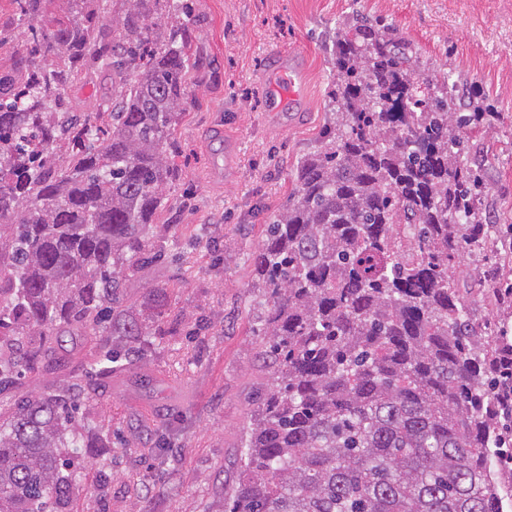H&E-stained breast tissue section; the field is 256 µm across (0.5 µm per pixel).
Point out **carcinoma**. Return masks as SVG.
Here are the masks:
<instances>
[{"mask_svg":"<svg viewBox=\"0 0 512 512\" xmlns=\"http://www.w3.org/2000/svg\"><path fill=\"white\" fill-rule=\"evenodd\" d=\"M10 2L33 25L0 76V393L63 331L111 339L88 378L150 345L123 280L162 257L148 236L197 65L184 0L166 35L152 0H127L109 39L99 10L44 28L42 0ZM331 54V124L253 256L274 369L224 512H504L485 462L507 453L512 378L449 277L494 226L460 131L495 111L373 15L349 16ZM93 60L116 75L95 120L63 107ZM105 447L66 389L19 397L0 415V512H68L74 459Z\"/></svg>","mask_w":512,"mask_h":512,"instance_id":"carcinoma-1","label":"carcinoma"}]
</instances>
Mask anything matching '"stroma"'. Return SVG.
I'll use <instances>...</instances> for the list:
<instances>
[{
	"label": "stroma",
	"instance_id": "obj_1",
	"mask_svg": "<svg viewBox=\"0 0 512 512\" xmlns=\"http://www.w3.org/2000/svg\"><path fill=\"white\" fill-rule=\"evenodd\" d=\"M199 63L174 133L179 168L156 216L153 247L164 261L126 277L125 299L163 295L148 352L94 387L77 383L100 344L63 337L49 366L0 393V409L27 393L68 384L80 410L111 444L85 463L70 512H224L243 470L242 432L267 381V339L256 319L252 256L293 188L297 159L329 119L336 71L325 32L358 8L392 23L421 60L448 65L489 94L495 122L472 141L487 208L498 226L499 264L512 275V0H188ZM29 27L0 0V72ZM295 76L283 104L267 88ZM112 97V72L96 65L68 91L94 115ZM486 265L471 256L452 280L479 318L512 338V302L476 287Z\"/></svg>",
	"mask_w": 512,
	"mask_h": 512
}]
</instances>
